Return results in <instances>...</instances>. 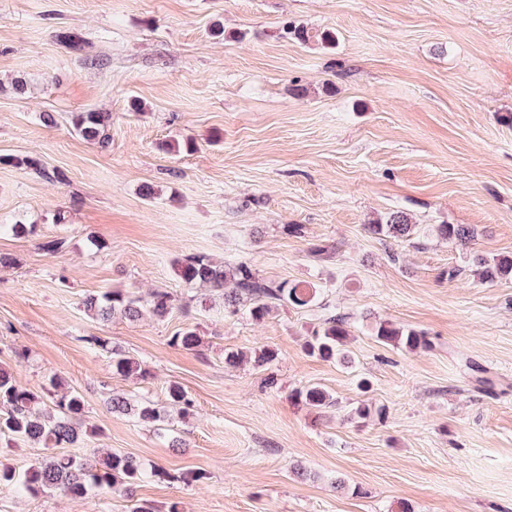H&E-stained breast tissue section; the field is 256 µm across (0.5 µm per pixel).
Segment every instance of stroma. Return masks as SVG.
<instances>
[{"instance_id":"obj_1","label":"stroma","mask_w":512,"mask_h":512,"mask_svg":"<svg viewBox=\"0 0 512 512\" xmlns=\"http://www.w3.org/2000/svg\"><path fill=\"white\" fill-rule=\"evenodd\" d=\"M288 23L312 39L282 38ZM65 30L86 54L57 41ZM91 110L111 115L107 147L72 128ZM187 139L194 151L173 150ZM26 156L45 175L13 165ZM397 211L419 225L411 239L368 233ZM0 224L35 227L0 234L16 260L0 268V359L26 388L56 374L84 394L98 433L74 455L207 474L79 501L0 488V512H512V279H480L472 262L512 255V0H0ZM438 224L475 236L461 247ZM57 236L67 251L44 252ZM320 245L331 258L313 256ZM195 255L316 283L322 304L227 314L219 293L176 276ZM112 288L164 289L173 311L89 317L84 298ZM328 309L351 318L350 362L303 349ZM380 321L424 331L432 349L381 344ZM186 327L199 350L171 345ZM96 336L149 377L114 374ZM260 346L278 353L269 371L225 366V352ZM174 382L194 410L165 434L107 408L114 394L164 402ZM308 384L340 413L295 405ZM360 402L385 416L347 420Z\"/></svg>"}]
</instances>
